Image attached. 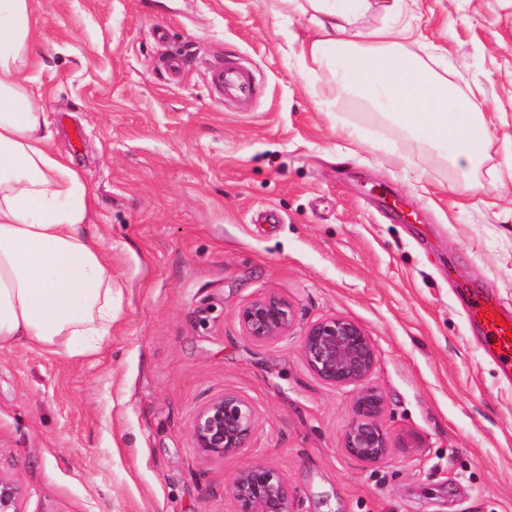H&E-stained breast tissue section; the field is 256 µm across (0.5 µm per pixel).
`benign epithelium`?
<instances>
[{"mask_svg":"<svg viewBox=\"0 0 512 512\" xmlns=\"http://www.w3.org/2000/svg\"><path fill=\"white\" fill-rule=\"evenodd\" d=\"M240 322L252 340L273 342L286 335L294 323L288 301L269 294L244 306ZM301 357L324 383L354 386V419L344 436V448L366 464H378L389 455L394 442L383 424L385 398L370 377L377 361L371 336L357 322L345 317L324 318L305 330ZM255 427L251 404L234 393L206 403L195 415L191 433L196 448L207 458L222 459L249 448ZM239 512H291L292 491L287 478L260 462L247 463L228 487ZM24 488L0 472V512H23Z\"/></svg>","mask_w":512,"mask_h":512,"instance_id":"benign-epithelium-1","label":"benign epithelium"}]
</instances>
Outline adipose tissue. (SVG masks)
Instances as JSON below:
<instances>
[{"label": "adipose tissue", "instance_id": "adipose-tissue-1", "mask_svg": "<svg viewBox=\"0 0 512 512\" xmlns=\"http://www.w3.org/2000/svg\"><path fill=\"white\" fill-rule=\"evenodd\" d=\"M319 34L311 60L338 93L363 87L420 142L468 173L486 158L489 121L474 96L404 47L408 29L359 19L372 0H309ZM31 0H0V348L38 346L71 358L98 354L112 334V259L86 231L93 194L52 148L48 115L29 74L39 63Z\"/></svg>", "mask_w": 512, "mask_h": 512}]
</instances>
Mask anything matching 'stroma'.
I'll list each match as a JSON object with an SVG mask.
<instances>
[{"label":"stroma","instance_id":"1","mask_svg":"<svg viewBox=\"0 0 512 512\" xmlns=\"http://www.w3.org/2000/svg\"><path fill=\"white\" fill-rule=\"evenodd\" d=\"M55 149L93 191L112 251V334L90 357L0 349V472L24 512H238L247 462L280 471L292 512H512V383L463 294L512 316V0H378L419 57L443 54L491 120L469 175L355 91L338 97L308 44L312 10L281 0H32ZM182 57L177 75L167 57ZM237 60L260 89L219 99L207 64ZM274 293L295 323L257 343L240 310ZM342 316L377 349L371 382L396 441L347 454L354 387L305 365L300 338ZM232 392L255 412L221 459L191 425Z\"/></svg>","mask_w":512,"mask_h":512}]
</instances>
